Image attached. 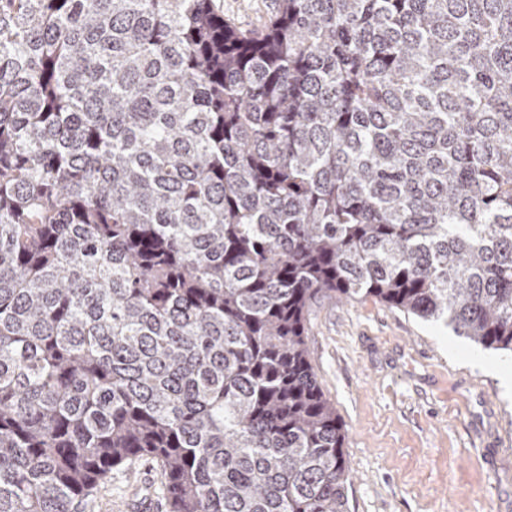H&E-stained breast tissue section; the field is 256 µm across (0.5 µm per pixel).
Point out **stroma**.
Here are the masks:
<instances>
[{"label": "stroma", "mask_w": 512, "mask_h": 512, "mask_svg": "<svg viewBox=\"0 0 512 512\" xmlns=\"http://www.w3.org/2000/svg\"><path fill=\"white\" fill-rule=\"evenodd\" d=\"M261 28L274 0H220ZM311 362L343 424L349 512H512V354L373 298L324 301L309 317ZM154 461L114 469L78 512H168Z\"/></svg>", "instance_id": "stroma-1"}]
</instances>
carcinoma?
Returning a JSON list of instances; mask_svg holds the SVG:
<instances>
[{"label": "carcinoma", "mask_w": 512, "mask_h": 512, "mask_svg": "<svg viewBox=\"0 0 512 512\" xmlns=\"http://www.w3.org/2000/svg\"><path fill=\"white\" fill-rule=\"evenodd\" d=\"M364 297L512 352V0H0V512H347ZM224 5V19L241 30L261 28L275 9L273 0H220ZM160 480L155 462L146 457L112 469L88 507L80 506L78 512H168ZM144 499L151 501L150 510L136 508Z\"/></svg>", "instance_id": "1"}]
</instances>
